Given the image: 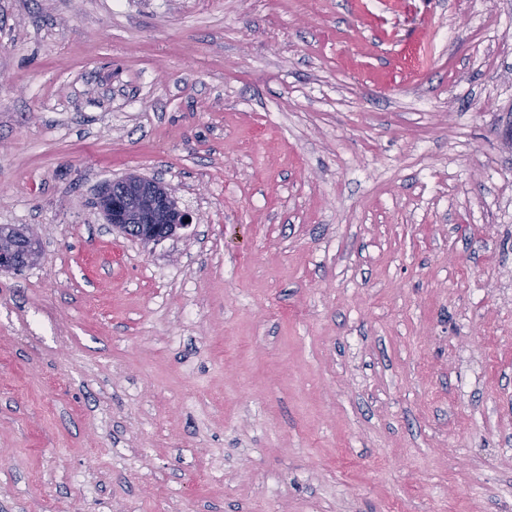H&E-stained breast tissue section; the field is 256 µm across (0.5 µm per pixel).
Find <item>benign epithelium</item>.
<instances>
[{"instance_id": "obj_1", "label": "benign epithelium", "mask_w": 512, "mask_h": 512, "mask_svg": "<svg viewBox=\"0 0 512 512\" xmlns=\"http://www.w3.org/2000/svg\"><path fill=\"white\" fill-rule=\"evenodd\" d=\"M175 192L158 182L139 175H130L106 185L99 195V207L107 223L123 231L129 224L142 225L138 237L147 246L159 242L154 225H164L167 236L193 222L192 213L178 208ZM39 256L36 236L21 245L7 230H0V269L21 270L33 265Z\"/></svg>"}]
</instances>
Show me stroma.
Masks as SVG:
<instances>
[{
	"mask_svg": "<svg viewBox=\"0 0 512 512\" xmlns=\"http://www.w3.org/2000/svg\"><path fill=\"white\" fill-rule=\"evenodd\" d=\"M0 224V512H512V0H0ZM172 196L175 197L173 189L168 191L152 179L130 175L100 191L99 207L107 224L119 231L125 230V234L147 246L160 241L154 224H163L167 231L165 238H168L193 222L189 209L179 210ZM128 224L131 225L126 228ZM139 224H142V232ZM38 243L33 233L21 246L8 230H0V269L21 270L33 265L39 256Z\"/></svg>",
	"mask_w": 512,
	"mask_h": 512,
	"instance_id": "35a3bbf8",
	"label": "stroma"
}]
</instances>
